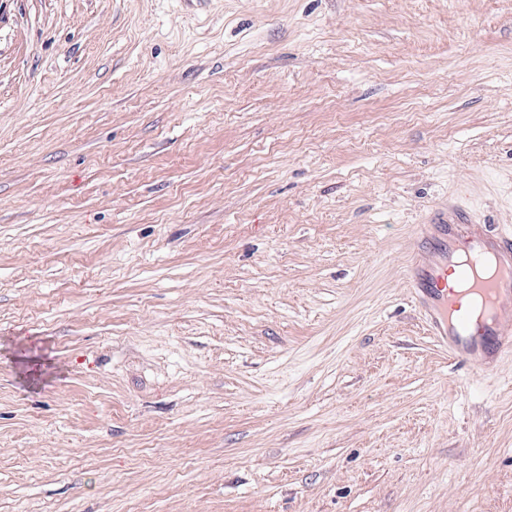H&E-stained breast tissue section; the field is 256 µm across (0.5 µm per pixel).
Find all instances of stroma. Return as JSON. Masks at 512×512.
Returning a JSON list of instances; mask_svg holds the SVG:
<instances>
[{
    "instance_id": "35a3bbf8",
    "label": "stroma",
    "mask_w": 512,
    "mask_h": 512,
    "mask_svg": "<svg viewBox=\"0 0 512 512\" xmlns=\"http://www.w3.org/2000/svg\"><path fill=\"white\" fill-rule=\"evenodd\" d=\"M512 229V0H0V512H512V359L406 290Z\"/></svg>"
}]
</instances>
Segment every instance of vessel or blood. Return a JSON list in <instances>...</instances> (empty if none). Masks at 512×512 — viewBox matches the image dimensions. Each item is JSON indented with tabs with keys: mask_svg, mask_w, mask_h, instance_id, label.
<instances>
[{
	"mask_svg": "<svg viewBox=\"0 0 512 512\" xmlns=\"http://www.w3.org/2000/svg\"><path fill=\"white\" fill-rule=\"evenodd\" d=\"M407 286L431 336L485 372L512 357V230L451 203L424 217Z\"/></svg>",
	"mask_w": 512,
	"mask_h": 512,
	"instance_id": "1",
	"label": "vessel or blood"
}]
</instances>
